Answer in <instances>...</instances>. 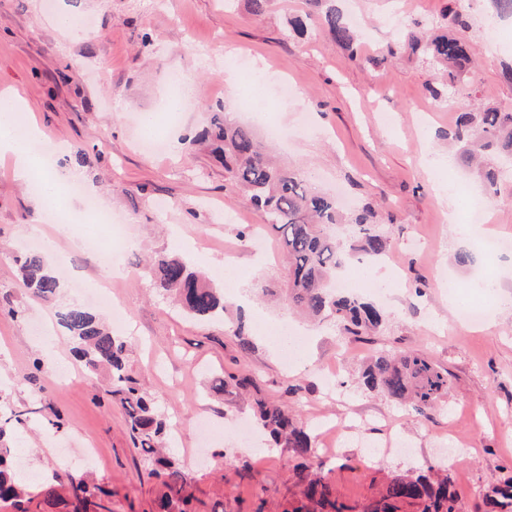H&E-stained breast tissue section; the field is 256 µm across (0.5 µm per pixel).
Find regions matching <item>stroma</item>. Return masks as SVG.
<instances>
[{
  "mask_svg": "<svg viewBox=\"0 0 512 512\" xmlns=\"http://www.w3.org/2000/svg\"><path fill=\"white\" fill-rule=\"evenodd\" d=\"M362 31L350 59L343 46L311 29L290 34L287 20L305 11V0H270L253 15L247 0H56L68 17L91 21L81 40L57 29L42 0H0V92L14 89L43 140L67 146L57 166L79 170L93 184L100 206L129 226L112 251L125 268L109 278L74 238L106 237L104 227H75L74 236L44 225L38 195L18 183L9 162L0 161V404L34 405L33 416L14 435L23 467L40 476L58 469L61 448L98 450L97 479L112 493V512H153L160 487L148 477L149 463L135 448L120 403L105 374L90 377L72 355L62 331L37 333L54 322L57 305L81 303L69 285L72 272L111 279L112 294L127 312L120 331L128 342V370L156 401L169 423L171 453L180 458L193 496L192 512H288L299 495L293 478L298 460L269 442L251 446L250 401L218 393L225 373L252 376L261 396L288 405L303 422L323 412L327 424L342 423L356 439L335 457H324L314 440L312 461L337 495L360 507L392 474L448 470L461 512H488L484 494L512 476V252L484 248L485 235L460 238L448 222L443 198L460 203L471 191L492 214L497 234L512 237V175L490 154L487 166L502 170L495 188H485L475 170L459 160L448 132L463 104L512 111V83L502 76L512 44L495 39L487 0H340ZM466 18L475 62L458 91L437 101L427 85L429 65L419 56L390 57L386 47L404 28L441 30L449 7ZM244 59L260 55L275 80L296 90L278 96L264 85L258 110L234 111L235 121L271 137L284 166L303 167L313 187L345 203L347 214L364 206L377 213L386 247L380 264L402 283L391 297L377 292L374 261L354 259L345 274L360 279V298L386 313L384 327L369 336L346 334L332 317L311 321L288 306L285 260L276 233L264 227L235 184L194 135L225 105L224 74L235 71L246 89L245 70H233L228 48ZM195 91L168 127V153L149 155L140 141L147 124H162L175 80ZM150 123H142L143 115ZM169 204L162 214L160 204ZM235 212L225 223L223 211ZM27 224L41 232L23 233ZM262 228L266 251H256L239 231ZM189 247V261L203 269L229 262L235 283L217 279L233 303L223 318L186 316L158 296L146 273L150 254ZM44 252L65 281L57 304L32 299L15 259L29 249ZM469 253L471 264L457 257ZM497 276L492 317L478 329L458 323L457 303L472 294L478 272ZM308 342L293 366L282 359L272 327L280 321ZM244 322L253 346L242 351L233 331ZM376 353H417L448 373V394L427 416L382 393L359 388L365 360ZM61 362L64 379H46L34 360ZM303 387L301 396L288 386ZM57 413L61 428L44 421ZM413 444L410 456L376 458L368 444L385 435Z\"/></svg>",
  "mask_w": 512,
  "mask_h": 512,
  "instance_id": "obj_1",
  "label": "stroma"
}]
</instances>
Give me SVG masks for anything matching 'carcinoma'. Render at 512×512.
<instances>
[{"mask_svg": "<svg viewBox=\"0 0 512 512\" xmlns=\"http://www.w3.org/2000/svg\"><path fill=\"white\" fill-rule=\"evenodd\" d=\"M306 2L312 6L326 3L320 14L322 31L342 46H353L354 33L336 8L335 0ZM447 16L461 31L408 32L405 38L388 46L391 56L418 53L431 65L445 70L444 87L431 88L436 98L451 95L471 57V44L462 33L466 23L452 8ZM449 136L463 144L460 159L467 166L475 160L478 150L511 157L512 112L492 106L465 107L458 113ZM196 139L211 143L215 157L224 164V172L248 195L253 207L264 216L266 226L278 233L287 258L289 301L313 316L337 318L355 336L378 330L384 322L379 309L357 297L338 295L332 286L336 271L345 266L352 253L378 256L384 251L386 238L377 227L375 212L367 208L355 218L351 228L353 244L345 246L331 232L333 226L342 223L336 201L313 192L301 170L275 165L251 127L229 120L225 111L215 112L210 125ZM16 262L33 298L51 302L57 297L60 279L40 254L30 252L16 258ZM150 275L153 288L177 300L184 313L194 319L210 320L224 311L223 291L175 251L156 254ZM57 316L84 368L91 373L101 368L110 370L112 394L120 397L134 445L146 452L153 465L149 476L162 486L155 512H187V476L178 458L163 454L166 421L156 411L150 395L127 374L125 342L81 305L62 306ZM362 382L368 390L408 404L420 417L448 393L444 370L416 353L371 357ZM38 412V408L0 411V504L12 505L17 512H28L24 504L32 502L42 512H112L111 491L89 472H55L50 481L36 483L15 467L9 433L27 423L25 414ZM254 414L277 446L299 458L311 455L310 430L296 415L262 398L255 401ZM295 476L300 498L291 512H355V507L339 500L324 478L310 471L308 465L298 464ZM485 501L493 509L512 507V477L485 494ZM405 506L416 507L420 512H461L452 477L432 466L425 473L393 476L364 512H402Z\"/></svg>", "mask_w": 512, "mask_h": 512, "instance_id": "carcinoma-1", "label": "carcinoma"}]
</instances>
